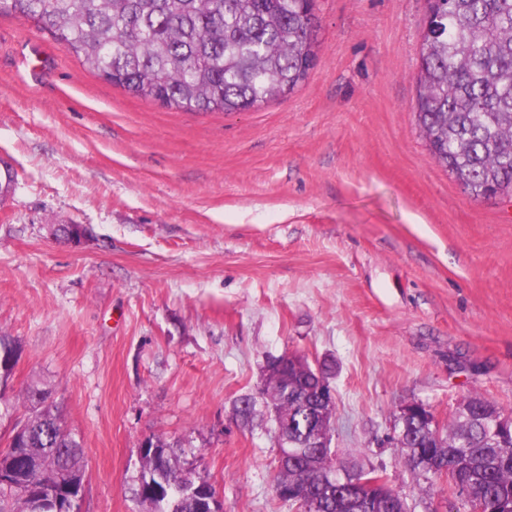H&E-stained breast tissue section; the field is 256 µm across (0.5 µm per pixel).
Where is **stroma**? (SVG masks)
Listing matches in <instances>:
<instances>
[{"instance_id": "1", "label": "stroma", "mask_w": 512, "mask_h": 512, "mask_svg": "<svg viewBox=\"0 0 512 512\" xmlns=\"http://www.w3.org/2000/svg\"><path fill=\"white\" fill-rule=\"evenodd\" d=\"M319 60L292 95L229 115L161 107L0 13V334L24 419L51 391L86 454L85 512L132 493L149 435L181 442L224 512L279 501L272 416L242 423L269 359L330 362L332 445L411 512H448L389 436L419 401L512 410V199L433 159L415 103L428 0H316ZM80 224L72 243L52 225ZM21 355V346L11 336H0V387L8 386L13 369Z\"/></svg>"}]
</instances>
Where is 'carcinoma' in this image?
I'll return each instance as SVG.
<instances>
[{"instance_id":"carcinoma-1","label":"carcinoma","mask_w":512,"mask_h":512,"mask_svg":"<svg viewBox=\"0 0 512 512\" xmlns=\"http://www.w3.org/2000/svg\"><path fill=\"white\" fill-rule=\"evenodd\" d=\"M423 35L416 119L434 160L475 198L512 195V0H445ZM0 12L54 32L90 72L127 93L170 109L230 114L292 93L318 55L316 15L300 0H0ZM21 355L0 336V387ZM327 369L282 357L262 395L276 407V428L298 451L279 460L277 498L302 512H408L388 490L367 499L353 481L324 483L344 466L330 448L303 444L333 432L335 408L324 399ZM26 434L0 449V512H50L51 496L85 477L84 448L39 392ZM448 428L405 420V466L424 478L460 466L488 512H512V411L479 393L466 396ZM498 421L499 433L486 429ZM140 458L133 493L151 512H194L207 481L185 450L161 437Z\"/></svg>"}]
</instances>
